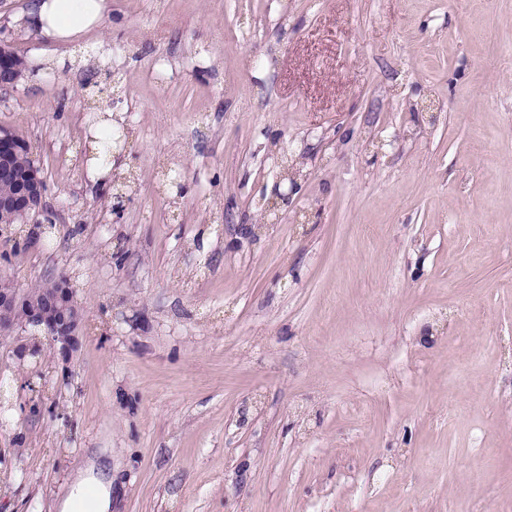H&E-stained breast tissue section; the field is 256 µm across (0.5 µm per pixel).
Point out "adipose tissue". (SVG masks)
I'll return each mask as SVG.
<instances>
[{
    "mask_svg": "<svg viewBox=\"0 0 512 512\" xmlns=\"http://www.w3.org/2000/svg\"><path fill=\"white\" fill-rule=\"evenodd\" d=\"M109 10L108 0H33L28 20L39 34L56 43L77 42L98 27ZM59 512H111L112 476L88 461L74 477Z\"/></svg>",
    "mask_w": 512,
    "mask_h": 512,
    "instance_id": "obj_1",
    "label": "adipose tissue"
}]
</instances>
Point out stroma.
I'll return each mask as SVG.
<instances>
[{
	"instance_id": "stroma-1",
	"label": "stroma",
	"mask_w": 512,
	"mask_h": 512,
	"mask_svg": "<svg viewBox=\"0 0 512 512\" xmlns=\"http://www.w3.org/2000/svg\"><path fill=\"white\" fill-rule=\"evenodd\" d=\"M28 4L0 126L55 227L0 278L69 276L86 326L0 342V512L92 448L112 512H512V0H110L76 74ZM112 128V112H104L100 117L99 123L93 126L89 131V147L90 151H93V153L91 152L93 156L89 157L85 165V177L93 184H99L107 189L109 188L110 182L108 179L112 170V153L109 155L108 161L105 164L100 163L95 155H97L99 139L112 132Z\"/></svg>"
}]
</instances>
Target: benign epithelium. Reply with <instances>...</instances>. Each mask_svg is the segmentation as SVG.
Listing matches in <instances>:
<instances>
[{
    "instance_id": "7a95c632",
    "label": "benign epithelium",
    "mask_w": 512,
    "mask_h": 512,
    "mask_svg": "<svg viewBox=\"0 0 512 512\" xmlns=\"http://www.w3.org/2000/svg\"><path fill=\"white\" fill-rule=\"evenodd\" d=\"M24 78L16 68L15 55L10 45L0 41V90L14 88ZM29 150L25 141L15 133L0 128V175H13L11 161L20 152ZM46 184L38 168L27 170L21 187L14 194L0 196V214L16 224H39L40 217H48L44 205ZM85 316L79 307L74 289L61 284L46 292L32 294L21 291L5 279H0V338L9 339L22 331L46 335L61 355L69 360L81 345Z\"/></svg>"
}]
</instances>
